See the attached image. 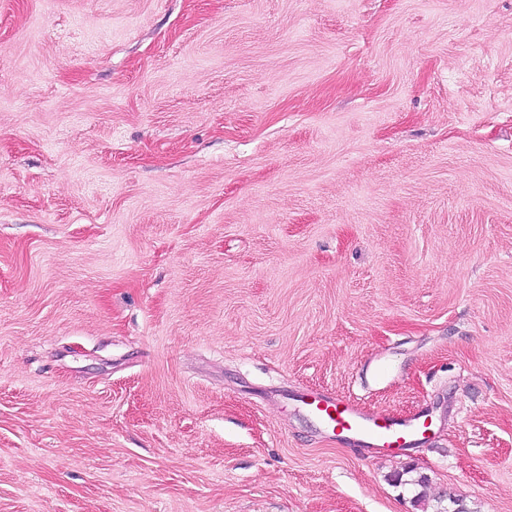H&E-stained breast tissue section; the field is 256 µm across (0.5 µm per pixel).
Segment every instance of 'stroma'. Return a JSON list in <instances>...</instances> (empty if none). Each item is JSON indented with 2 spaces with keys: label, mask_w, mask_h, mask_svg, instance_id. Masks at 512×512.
Returning a JSON list of instances; mask_svg holds the SVG:
<instances>
[{
  "label": "stroma",
  "mask_w": 512,
  "mask_h": 512,
  "mask_svg": "<svg viewBox=\"0 0 512 512\" xmlns=\"http://www.w3.org/2000/svg\"><path fill=\"white\" fill-rule=\"evenodd\" d=\"M442 495L512 512V0H0V512ZM308 415L336 437L360 441L367 448L394 450L410 446L429 429L425 412L405 418L376 414L344 397L303 394Z\"/></svg>",
  "instance_id": "1"
}]
</instances>
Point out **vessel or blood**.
I'll list each match as a JSON object with an SVG mask.
<instances>
[{"label":"vessel or blood","mask_w":512,"mask_h":512,"mask_svg":"<svg viewBox=\"0 0 512 512\" xmlns=\"http://www.w3.org/2000/svg\"><path fill=\"white\" fill-rule=\"evenodd\" d=\"M302 402L308 415L326 431L344 439H354L370 448L393 450L410 446L414 438L429 428L426 413L399 418L376 414L344 397L306 393Z\"/></svg>","instance_id":"obj_1"}]
</instances>
